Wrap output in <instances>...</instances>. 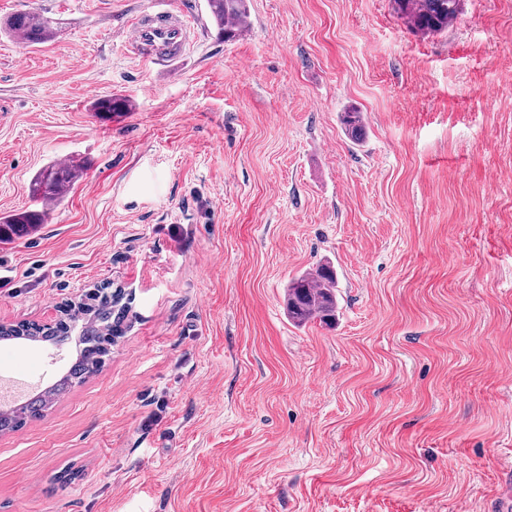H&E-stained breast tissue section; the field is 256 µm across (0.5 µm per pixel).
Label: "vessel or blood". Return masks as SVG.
<instances>
[{
	"label": "vessel or blood",
	"instance_id": "b4317fda",
	"mask_svg": "<svg viewBox=\"0 0 512 512\" xmlns=\"http://www.w3.org/2000/svg\"><path fill=\"white\" fill-rule=\"evenodd\" d=\"M190 30L191 25L181 12L153 11L132 24L127 47L142 61L160 66L162 73L170 75L186 49Z\"/></svg>",
	"mask_w": 512,
	"mask_h": 512
}]
</instances>
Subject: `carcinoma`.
Returning <instances> with one entry per match:
<instances>
[{"mask_svg":"<svg viewBox=\"0 0 512 512\" xmlns=\"http://www.w3.org/2000/svg\"><path fill=\"white\" fill-rule=\"evenodd\" d=\"M392 9L413 33L430 36L448 30L459 14L464 0H390ZM207 6L218 33L226 41L239 38L248 15L247 0H207ZM0 31L35 46L52 41L57 28L51 18L35 11H18L4 22ZM125 98H104L95 104V111L110 115L130 109ZM341 123L347 135L358 141L364 128L363 113L351 108L341 113ZM83 166L77 161L51 163L42 168L32 180L30 193L43 206L58 202L72 189L82 175ZM46 210L27 209L0 217V242L11 241L29 234L44 223ZM286 310L288 319L296 326L317 323L331 326L336 322V272L325 263L292 279L287 286ZM128 306L120 293L100 287L86 297L62 322L45 327L35 322H23L3 331L5 336H23L35 341H47L61 348L78 333L80 355L46 390L24 400L19 414L0 410V434L12 432L27 421L35 419L71 387L94 370L109 352L112 339L122 326Z\"/></svg>","mask_w":512,"mask_h":512,"instance_id":"carcinoma-1","label":"carcinoma"}]
</instances>
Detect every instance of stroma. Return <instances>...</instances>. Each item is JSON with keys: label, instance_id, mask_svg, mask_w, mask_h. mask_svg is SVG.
Returning a JSON list of instances; mask_svg holds the SVG:
<instances>
[{"label": "stroma", "instance_id": "35a3bbf8", "mask_svg": "<svg viewBox=\"0 0 512 512\" xmlns=\"http://www.w3.org/2000/svg\"><path fill=\"white\" fill-rule=\"evenodd\" d=\"M157 73L125 49L150 0H0L57 37L0 34V214L80 179L0 243V323L103 284L127 326L95 374L0 435V512H495L512 471V0L422 37L389 0H206ZM125 112L92 110L104 97ZM357 107L366 136L340 114ZM336 268L335 326L288 281ZM74 345L0 342L47 386ZM76 477L58 483L61 472ZM247 0H207V6L218 33L224 41L239 38L244 31L247 18ZM82 170V164L73 160L68 163L48 164L32 180V198L43 206L60 201L79 180Z\"/></svg>", "mask_w": 512, "mask_h": 512}]
</instances>
